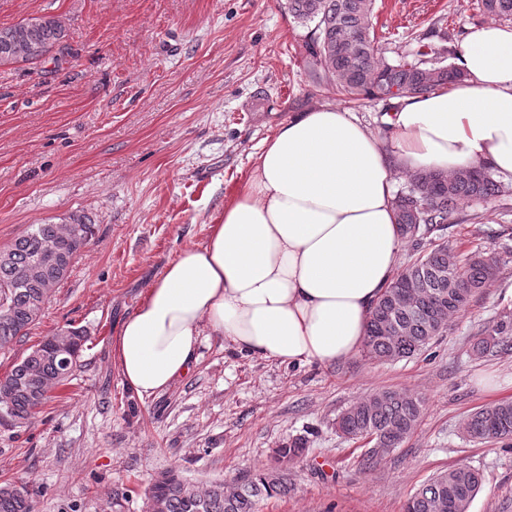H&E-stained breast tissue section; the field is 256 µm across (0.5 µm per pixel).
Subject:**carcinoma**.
Here are the masks:
<instances>
[{"label":"carcinoma","instance_id":"cac0c4a2","mask_svg":"<svg viewBox=\"0 0 512 512\" xmlns=\"http://www.w3.org/2000/svg\"><path fill=\"white\" fill-rule=\"evenodd\" d=\"M486 15L512 20V0H478ZM374 0H288V12L298 23H315L303 48L314 72L355 102L390 101L425 94L461 80L456 66H434L423 49L411 59L393 64L379 48L373 26ZM11 36L0 62L30 61L33 41L47 50L61 45L66 33L61 21L36 17L0 28ZM397 94L390 95L391 89ZM504 192L487 168L463 167L449 174L437 169L409 173L408 184L393 201L403 238L420 248L419 256L392 279L375 303L367 323L363 348L372 360L395 361L424 351L448 329V321L465 310L488 282L497 278L500 260L476 250L465 255L429 238L435 230L456 223L464 203L487 200ZM96 225L72 214L59 223L34 224L10 245L0 248V347L10 345L40 319L50 296L23 279L46 252L56 253L60 266L55 284L64 282L81 252L90 244ZM512 338V310L503 309L472 345L485 355ZM86 337L68 328L32 349L0 378V416L21 428L44 407L53 390L74 375ZM421 401L398 390L383 391L342 412L337 430L350 439L374 436L380 448L398 447L418 425ZM469 438L479 442L512 439V401H501L472 413L465 424ZM308 451L293 441L275 450V465L240 477L232 484L195 485L171 468L156 476L145 490L144 503L156 512H260L261 504L288 494V463ZM482 475L467 467L438 474L407 500L403 512H469L480 490ZM0 512H34L24 490L0 483Z\"/></svg>","mask_w":512,"mask_h":512}]
</instances>
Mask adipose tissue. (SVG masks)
Instances as JSON below:
<instances>
[{
    "mask_svg": "<svg viewBox=\"0 0 512 512\" xmlns=\"http://www.w3.org/2000/svg\"><path fill=\"white\" fill-rule=\"evenodd\" d=\"M457 64L461 81L395 100L387 135L320 106L264 141L207 241L181 250L115 336L133 393L171 388L206 334L288 365L360 349L404 245L390 158L412 171L484 166L512 178V26L469 27Z\"/></svg>",
    "mask_w": 512,
    "mask_h": 512,
    "instance_id": "1",
    "label": "adipose tissue"
}]
</instances>
